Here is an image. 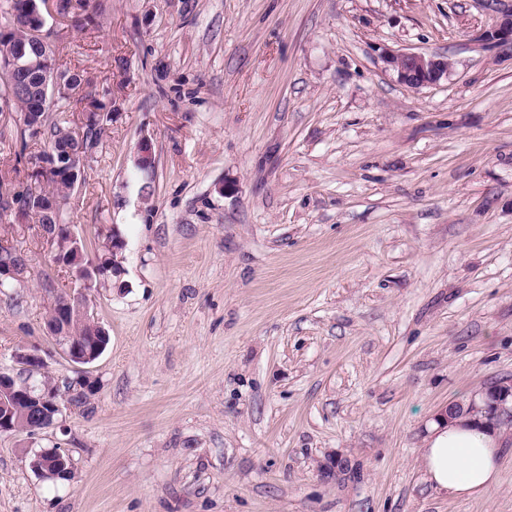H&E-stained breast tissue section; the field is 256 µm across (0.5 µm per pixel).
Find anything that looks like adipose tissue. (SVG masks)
I'll return each mask as SVG.
<instances>
[{"instance_id": "obj_1", "label": "adipose tissue", "mask_w": 512, "mask_h": 512, "mask_svg": "<svg viewBox=\"0 0 512 512\" xmlns=\"http://www.w3.org/2000/svg\"><path fill=\"white\" fill-rule=\"evenodd\" d=\"M498 444L495 433L466 418L433 426L424 448L430 483L456 496L487 491L498 481Z\"/></svg>"}]
</instances>
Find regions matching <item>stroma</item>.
Wrapping results in <instances>:
<instances>
[{
    "label": "stroma",
    "instance_id": "obj_1",
    "mask_svg": "<svg viewBox=\"0 0 512 512\" xmlns=\"http://www.w3.org/2000/svg\"><path fill=\"white\" fill-rule=\"evenodd\" d=\"M486 0H99L49 9L65 118L112 116L65 221L117 267L89 296L110 342L97 390L36 434H0V512H512L500 481L429 483L424 439L451 404L512 382V48L479 41ZM447 58L411 88L388 52ZM150 135L155 164L136 170ZM0 133V186H36ZM0 294V369L42 350L72 276L31 220ZM64 449L65 480L34 453Z\"/></svg>",
    "mask_w": 512,
    "mask_h": 512
}]
</instances>
